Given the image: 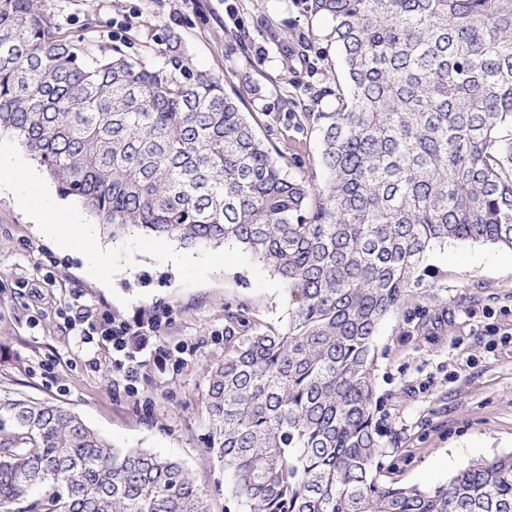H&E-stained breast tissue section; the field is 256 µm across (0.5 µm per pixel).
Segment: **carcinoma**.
<instances>
[{
	"label": "carcinoma",
	"instance_id": "carcinoma-1",
	"mask_svg": "<svg viewBox=\"0 0 512 512\" xmlns=\"http://www.w3.org/2000/svg\"><path fill=\"white\" fill-rule=\"evenodd\" d=\"M345 65L300 103L330 179L289 176L179 39L154 69L90 57L42 0H0V129L115 237L234 242L281 279L288 325L206 364L210 452L245 512H512V453L431 489L380 478L379 323L446 241L512 248V0H307ZM206 512L177 461L119 453L61 404L0 396V509Z\"/></svg>",
	"mask_w": 512,
	"mask_h": 512
}]
</instances>
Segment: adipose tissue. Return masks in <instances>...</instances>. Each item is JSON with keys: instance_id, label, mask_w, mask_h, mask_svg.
<instances>
[{"instance_id": "obj_1", "label": "adipose tissue", "mask_w": 512, "mask_h": 512, "mask_svg": "<svg viewBox=\"0 0 512 512\" xmlns=\"http://www.w3.org/2000/svg\"><path fill=\"white\" fill-rule=\"evenodd\" d=\"M6 189L35 217L40 230L65 252L79 253L86 272L93 276L131 275L136 266L128 261L115 264L110 253L96 242L97 229L92 224H61L60 200L54 188L42 184L37 170L21 174L13 151L0 145V189Z\"/></svg>"}]
</instances>
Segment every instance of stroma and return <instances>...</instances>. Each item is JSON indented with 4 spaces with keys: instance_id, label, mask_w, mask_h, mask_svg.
I'll return each instance as SVG.
<instances>
[{
    "instance_id": "obj_1",
    "label": "stroma",
    "mask_w": 512,
    "mask_h": 512,
    "mask_svg": "<svg viewBox=\"0 0 512 512\" xmlns=\"http://www.w3.org/2000/svg\"><path fill=\"white\" fill-rule=\"evenodd\" d=\"M62 32L84 36L94 54L121 47L163 67L179 38L198 70L238 94L257 136L282 152L280 165L322 186L321 136L296 100L344 78L328 35L329 18L304 0H45ZM311 38L318 72L297 58ZM114 257L135 256L129 277L87 275L33 216L0 192V391L63 404L122 451L182 462L204 492L207 512H240L224 492V471L207 447L203 405L207 360L224 356V314L250 324L286 325L291 307L281 280L243 246H200V264L177 272L161 254L179 249L132 228L98 237ZM422 284L379 325L375 340L376 421L386 482L430 489L471 462L512 452V249L489 242L432 244ZM134 321L167 314L160 341L183 359L146 361L135 390L99 347L98 364L70 331L84 307Z\"/></svg>"
}]
</instances>
